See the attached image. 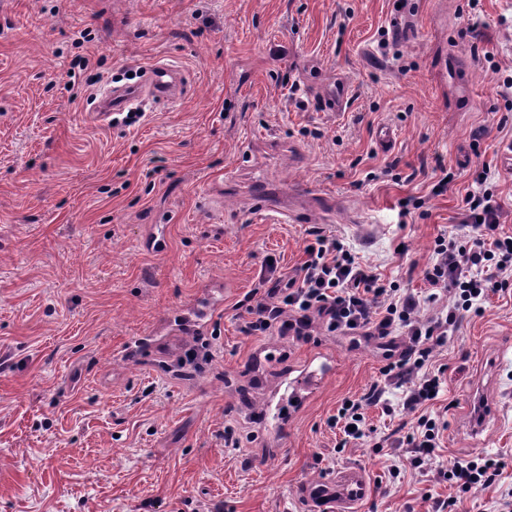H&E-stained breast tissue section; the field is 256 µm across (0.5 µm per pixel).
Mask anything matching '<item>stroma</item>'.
<instances>
[{
	"label": "stroma",
	"instance_id": "obj_1",
	"mask_svg": "<svg viewBox=\"0 0 512 512\" xmlns=\"http://www.w3.org/2000/svg\"><path fill=\"white\" fill-rule=\"evenodd\" d=\"M0 0V512H297L295 490L350 464L375 488L359 512H424L448 484L383 446L414 414L366 410L374 431L337 450L328 421L378 379V340L243 332L237 303L268 258L295 274L309 227L336 234L382 278L421 287L441 234L466 235L482 166L512 231V0ZM478 20L477 38L459 32ZM401 22L397 43L380 31ZM125 82L178 67L182 95L132 125L102 121L68 73L79 57ZM345 79L344 108L320 91ZM393 131L380 149L379 128ZM454 176L436 193V164ZM292 193L309 223L273 224L255 194ZM167 247L146 250L147 234ZM230 291H223V284ZM201 318L211 360L182 363L172 329ZM324 350L326 387L286 431L249 397ZM448 429L437 464L504 455L512 490V291L437 348ZM233 428L239 447L224 445Z\"/></svg>",
	"mask_w": 512,
	"mask_h": 512
}]
</instances>
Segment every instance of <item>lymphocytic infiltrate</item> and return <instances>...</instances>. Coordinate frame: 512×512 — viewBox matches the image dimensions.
<instances>
[{"label": "lymphocytic infiltrate", "instance_id": "obj_1", "mask_svg": "<svg viewBox=\"0 0 512 512\" xmlns=\"http://www.w3.org/2000/svg\"><path fill=\"white\" fill-rule=\"evenodd\" d=\"M464 198L466 238L438 236L422 271L424 287L414 291L385 281L333 236L312 229L306 259L295 276L282 274L269 260L257 284L245 296L240 317L249 335L277 333L309 340L314 327L330 334L364 331L378 339L401 336V350H386L377 381L361 398L343 399L332 420L342 438L339 447L359 442L370 429L366 407L391 412L390 388L403 391L404 410L417 413L411 431L397 439L412 469L435 473L454 487V496L433 499L432 512H458L462 497L496 483L503 463L495 457L434 465L448 421L426 413L446 383V365H433V352L448 342V332L468 314L479 315L490 296L512 287V233L500 221L502 205L489 169H481Z\"/></svg>", "mask_w": 512, "mask_h": 512}]
</instances>
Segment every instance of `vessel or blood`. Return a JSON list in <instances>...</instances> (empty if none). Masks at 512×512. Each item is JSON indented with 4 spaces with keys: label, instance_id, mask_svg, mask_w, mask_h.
<instances>
[{
    "label": "vessel or blood",
    "instance_id": "b4317fda",
    "mask_svg": "<svg viewBox=\"0 0 512 512\" xmlns=\"http://www.w3.org/2000/svg\"><path fill=\"white\" fill-rule=\"evenodd\" d=\"M184 88L180 71L167 64L147 68L143 81L132 86H115L97 107L100 119L122 112L143 97L170 101L179 97ZM260 206L278 223H288L296 214L285 202L272 193L264 194ZM325 355L319 354L303 364L293 367L276 395L260 398L255 408L269 428H285V409L302 408L330 376L325 366ZM370 488L365 468L349 465L333 475L305 482L297 487L295 495L301 507L308 512H357L359 504L367 497Z\"/></svg>",
    "mask_w": 512,
    "mask_h": 512
}]
</instances>
